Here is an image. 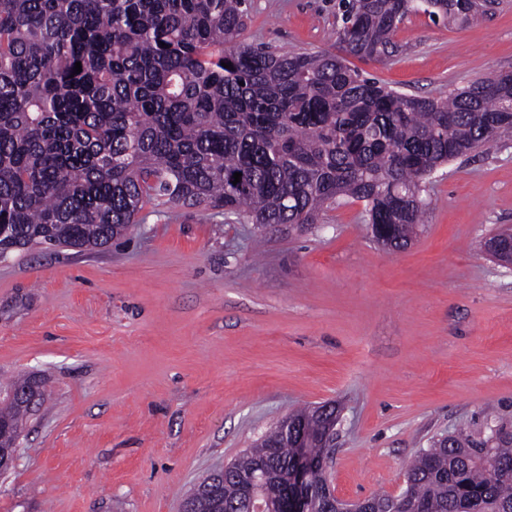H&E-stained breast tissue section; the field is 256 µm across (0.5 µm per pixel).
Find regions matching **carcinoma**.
<instances>
[{
  "instance_id": "cac0c4a2",
  "label": "carcinoma",
  "mask_w": 512,
  "mask_h": 512,
  "mask_svg": "<svg viewBox=\"0 0 512 512\" xmlns=\"http://www.w3.org/2000/svg\"><path fill=\"white\" fill-rule=\"evenodd\" d=\"M340 8L338 51L280 53L237 42L247 0H0V256L105 246L152 202L302 227L347 198L365 203L379 243L410 245L432 172L512 136V74L446 97L398 92L346 57L387 60L411 11L468 21L480 0ZM36 403L5 401L0 428ZM333 414L292 411L230 464L224 512H250V493L287 485L288 426L304 430L314 460L308 512H326L322 432ZM369 501L379 512H512V434L488 450L466 431L438 439L398 495Z\"/></svg>"
}]
</instances>
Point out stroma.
Listing matches in <instances>:
<instances>
[{"instance_id":"1","label":"stroma","mask_w":512,"mask_h":512,"mask_svg":"<svg viewBox=\"0 0 512 512\" xmlns=\"http://www.w3.org/2000/svg\"><path fill=\"white\" fill-rule=\"evenodd\" d=\"M338 0H249L238 41L332 49ZM383 62L351 68L444 97L512 73V0L475 22L410 15ZM422 230L377 245L361 202L260 229L148 204L94 250L0 259V388L42 378L0 512H180L207 475L289 412L340 409L337 497L398 494L441 435L512 433V265L483 251L512 227V137L426 182Z\"/></svg>"}]
</instances>
